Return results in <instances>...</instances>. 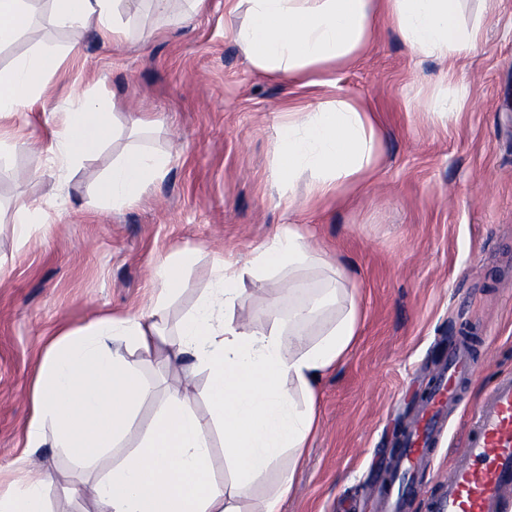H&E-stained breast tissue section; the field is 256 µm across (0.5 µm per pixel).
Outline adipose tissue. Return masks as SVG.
Masks as SVG:
<instances>
[{
    "label": "adipose tissue",
    "instance_id": "1",
    "mask_svg": "<svg viewBox=\"0 0 512 512\" xmlns=\"http://www.w3.org/2000/svg\"><path fill=\"white\" fill-rule=\"evenodd\" d=\"M50 22L59 29L94 28L115 45L129 40L118 17V0H50ZM247 7L248 21L235 37L251 65L299 81L317 69L346 64L364 50L377 18L390 19L414 54L442 60L473 51L479 28H463L460 0H235ZM35 0H0V45L28 35L29 51L0 69V119L36 105L68 51L46 40L33 24ZM115 133L111 113L85 95H74L53 133L59 167L100 149ZM378 134L367 110L349 98L320 101L313 111L289 112L273 151L280 178L298 168L315 174L312 193L332 198L356 186L376 162ZM167 155L139 150L113 162L99 199L119 210L165 175ZM197 249L184 248L158 264L157 288L149 308L105 314L67 329L47 346L30 397L32 413L25 446L36 450L52 434L53 445L68 449L80 473L94 477V512H243L262 478L282 454L300 466L319 428L320 379L343 363L358 334L361 315L355 296L341 286L297 303L287 321L254 332L236 322L234 309L249 281L284 268L324 263L304 230L289 226L257 247L248 262L229 258L215 270L211 288L168 335L162 314L179 292L183 275L197 262ZM335 318L317 339L308 324L330 304ZM163 357L168 368L192 366L208 375V416L194 413L181 382L157 392L144 364ZM157 400L153 419L137 447L125 445L141 406ZM222 424L224 457L231 475L212 479L210 433ZM113 463L96 465L103 453ZM47 478L36 474L0 492V512H49Z\"/></svg>",
    "mask_w": 512,
    "mask_h": 512
}]
</instances>
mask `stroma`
<instances>
[{"instance_id": "1", "label": "stroma", "mask_w": 512, "mask_h": 512, "mask_svg": "<svg viewBox=\"0 0 512 512\" xmlns=\"http://www.w3.org/2000/svg\"><path fill=\"white\" fill-rule=\"evenodd\" d=\"M185 7L169 0L161 16L149 0H122L132 37L120 47L91 28L47 29L75 54L33 111L0 120L14 145L0 154V488L25 476L30 386L53 337L104 313L144 309L154 266L196 247L198 261L164 313L174 327L225 254L247 261L295 224L346 271L362 319L346 361L320 385V427L302 466L281 459L252 498L289 472L284 512H375L371 491L388 473L400 431L443 347L464 335L474 373L407 504L406 512H427L471 408L496 376L512 373V0H460L461 25H480L481 40L446 62L414 55L396 26L379 20L365 51L315 86L251 66L234 39L245 10L208 0L187 18ZM463 81L468 103L440 116L438 98L455 96ZM76 91L104 107L120 101L117 134L62 172L50 162L52 133ZM331 97L375 112L380 142L371 177L325 200L310 192V169L280 182L271 146L289 109ZM144 112L152 126L133 131ZM131 147L170 155L167 172L136 204L104 209L96 186ZM22 203L44 217L23 247L10 230ZM327 277L309 266L247 288L235 317L269 328L272 314H288L287 282L310 294ZM31 461L48 477L50 512H91L90 495L66 493L80 478L67 449H38Z\"/></svg>"}]
</instances>
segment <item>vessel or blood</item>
Here are the masks:
<instances>
[{"mask_svg":"<svg viewBox=\"0 0 512 512\" xmlns=\"http://www.w3.org/2000/svg\"><path fill=\"white\" fill-rule=\"evenodd\" d=\"M473 359L461 344L448 350L442 370L428 387L421 412L408 429L398 458V477L383 492L387 512H402L418 492L411 480L428 460L433 440L447 410L472 374ZM512 492V375L495 379L475 406L464 445L442 483L427 503L428 512H502Z\"/></svg>","mask_w":512,"mask_h":512,"instance_id":"1","label":"vessel or blood"}]
</instances>
